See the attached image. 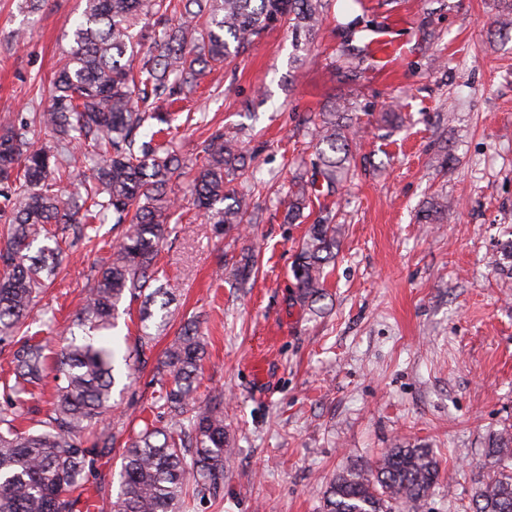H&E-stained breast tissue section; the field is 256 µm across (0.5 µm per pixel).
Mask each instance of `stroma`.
<instances>
[{"instance_id":"1","label":"stroma","mask_w":512,"mask_h":512,"mask_svg":"<svg viewBox=\"0 0 512 512\" xmlns=\"http://www.w3.org/2000/svg\"><path fill=\"white\" fill-rule=\"evenodd\" d=\"M0 0V119L31 117L81 0H45L35 15ZM499 0H332L308 54L287 26L200 80L176 105L187 165L219 128L243 129L263 213L218 234L181 188L176 231L156 258L174 297L167 345L188 318L207 337L197 396L224 397L234 440L216 498L185 512H321L329 481L396 446L423 447L438 484L419 512H466L478 476L512 433V31ZM27 27L24 42L11 34ZM356 69L337 76L339 55ZM350 101L352 177L323 199L342 230L324 300L297 303L290 268L306 224L285 221L288 189L309 181L302 119ZM447 196L444 224L418 220ZM254 250L246 286L214 281ZM41 306L67 326L105 251L72 241ZM146 367L115 394L113 430L149 409Z\"/></svg>"}]
</instances>
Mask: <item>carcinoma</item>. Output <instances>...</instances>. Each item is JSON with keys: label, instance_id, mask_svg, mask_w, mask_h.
I'll return each instance as SVG.
<instances>
[{"label": "carcinoma", "instance_id": "obj_1", "mask_svg": "<svg viewBox=\"0 0 512 512\" xmlns=\"http://www.w3.org/2000/svg\"><path fill=\"white\" fill-rule=\"evenodd\" d=\"M69 48L60 59L52 95L33 123H0V345L12 348L0 376V512H83L90 488L110 512H179L188 497L216 496L224 484L230 442L222 397L203 403L197 381L207 341L196 321L183 323L157 364L154 396L161 426L147 424L122 448L119 492L107 497L90 484L97 463L118 436L106 429L92 442L86 430L112 412L113 389L152 358L157 333L168 323L169 292L155 259L174 228L171 188L185 168L173 146L163 105L187 98L207 70L247 50L266 30L286 22L297 50L320 30L328 0H83ZM349 101L339 97L308 118L315 142L311 187L325 194L351 175ZM85 146L84 195L65 198L75 178L72 142ZM189 181L204 219L219 229L258 220L254 188L238 132L216 131ZM319 195L288 199V218L303 216ZM448 219V198L430 202L421 221ZM126 226L96 271L80 309L49 347L55 328L34 317L57 275L62 224ZM339 227L332 217L310 225L292 266L296 297L312 306L325 297V267L335 256ZM141 302L140 328L130 344L111 334L120 307ZM53 373V401L36 429L18 425L24 395ZM500 476L481 477L471 512H512V435L489 449ZM429 448H392L329 482L323 512H417L437 485Z\"/></svg>", "mask_w": 512, "mask_h": 512}]
</instances>
